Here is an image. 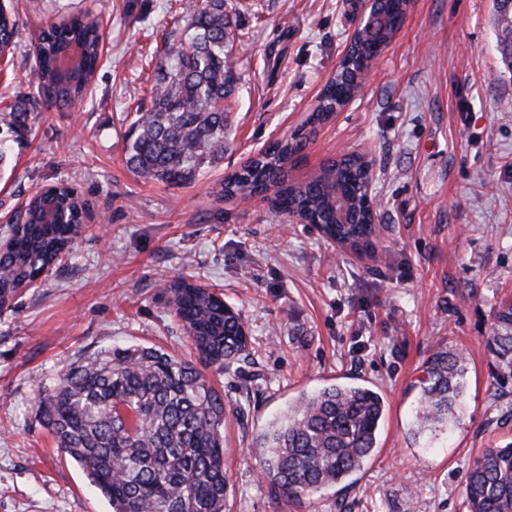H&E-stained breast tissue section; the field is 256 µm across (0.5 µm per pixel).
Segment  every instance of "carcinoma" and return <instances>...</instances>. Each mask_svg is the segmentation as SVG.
I'll return each mask as SVG.
<instances>
[{
	"label": "carcinoma",
	"mask_w": 512,
	"mask_h": 512,
	"mask_svg": "<svg viewBox=\"0 0 512 512\" xmlns=\"http://www.w3.org/2000/svg\"><path fill=\"white\" fill-rule=\"evenodd\" d=\"M376 6L386 24L346 50L306 120L310 128L353 98L360 70L392 41L409 0H379ZM184 12L185 34L165 47L151 104L136 112L125 135L127 168L169 185L197 180L205 166L224 157V100L235 82L227 51L234 31L225 0H205ZM98 31L91 14L80 13L41 32L31 82L38 95L58 107L83 99L100 57ZM16 35L13 17L0 15V48H11ZM308 140L301 128L269 143L224 179V197H265L271 191L276 212L298 213L322 236L373 251L376 224L365 192L371 161L361 153L342 154L327 160L314 178L294 182L289 165ZM54 190L29 200L12 249L0 254V296L12 295L76 240L79 225L46 224L43 211L46 202L56 201L84 213L87 203L68 187ZM169 290L172 312L200 361L222 364L243 354L248 338L238 310L186 279L171 282ZM486 347L498 374L512 377V301L499 305ZM466 360L450 348L428 357L419 428L446 425L455 415ZM384 408L381 393L365 386L301 394L255 445L262 480L287 505L344 482L376 448ZM37 409L57 448L108 498L112 512H224V397L191 362L155 345L100 349L39 390ZM465 494L469 512H512V444L483 450L467 474Z\"/></svg>",
	"instance_id": "1"
}]
</instances>
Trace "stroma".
Here are the masks:
<instances>
[{
    "label": "stroma",
    "mask_w": 512,
    "mask_h": 512,
    "mask_svg": "<svg viewBox=\"0 0 512 512\" xmlns=\"http://www.w3.org/2000/svg\"><path fill=\"white\" fill-rule=\"evenodd\" d=\"M18 25L0 58V225L37 191L76 188L93 219L39 287L0 310V512H112L42 425L39 387L104 347L155 345L197 360L165 283L209 285L240 311L248 346L202 371L224 398L225 512H467L482 449L512 443V378L486 348L512 299V70L493 0H411L360 97L318 127L291 176L346 152L373 161V253L359 257L269 200L226 199L225 175L313 110L361 18V0H227L242 38L231 55L223 161L172 186L132 175L124 135L149 105L165 44L182 36L179 0H5ZM90 12L104 57L84 100L28 101L40 32ZM468 358L449 429L414 427L430 354ZM336 383L380 390L378 446L347 483L284 505L260 475L256 437L300 393Z\"/></svg>",
    "instance_id": "35a3bbf8"
}]
</instances>
